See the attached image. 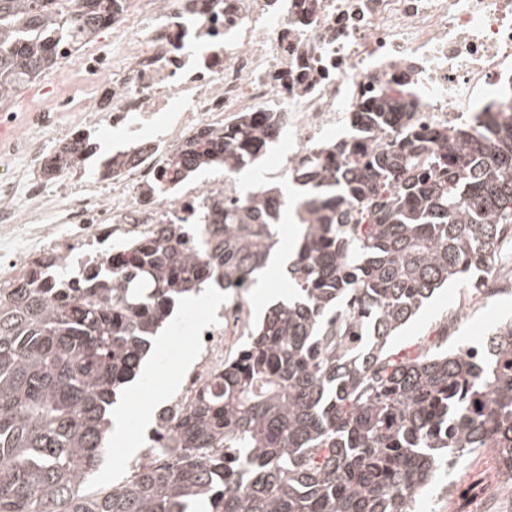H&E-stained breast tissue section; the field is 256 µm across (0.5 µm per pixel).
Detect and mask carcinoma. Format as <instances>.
<instances>
[{"label":"carcinoma","instance_id":"1","mask_svg":"<svg viewBox=\"0 0 512 512\" xmlns=\"http://www.w3.org/2000/svg\"><path fill=\"white\" fill-rule=\"evenodd\" d=\"M117 0H0V105L112 24ZM385 147L342 138L293 175L306 188L295 292L224 359L182 417L169 459L90 486L117 390L140 371L175 301L213 280L243 297L288 206L278 187L219 196L204 231L154 237L74 282L45 270L0 289V512H415L446 457L495 453L512 477V320L478 346L391 342L450 281L495 272L512 244V114L420 132L395 101L355 113ZM276 112H241L180 147L176 175L238 173L277 141ZM434 145L428 149L427 145Z\"/></svg>","mask_w":512,"mask_h":512}]
</instances>
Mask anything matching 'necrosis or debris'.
I'll list each match as a JSON object with an SVG mask.
<instances>
[{
    "mask_svg": "<svg viewBox=\"0 0 512 512\" xmlns=\"http://www.w3.org/2000/svg\"><path fill=\"white\" fill-rule=\"evenodd\" d=\"M80 78L87 107L46 87L0 142L19 162L0 174V288L38 266L73 278L111 265L113 246L193 223L214 195H232L231 173L198 182L168 163L189 136L239 113H282L288 147L263 173L280 180L377 96L403 95L413 123L433 130L511 113L512 0H121L111 46L84 53ZM110 130L125 144L92 177L52 148ZM246 318L242 303L210 312L125 472L162 464L159 435L223 374Z\"/></svg>",
    "mask_w": 512,
    "mask_h": 512,
    "instance_id": "necrosis-or-debris-1",
    "label": "necrosis or debris"
}]
</instances>
